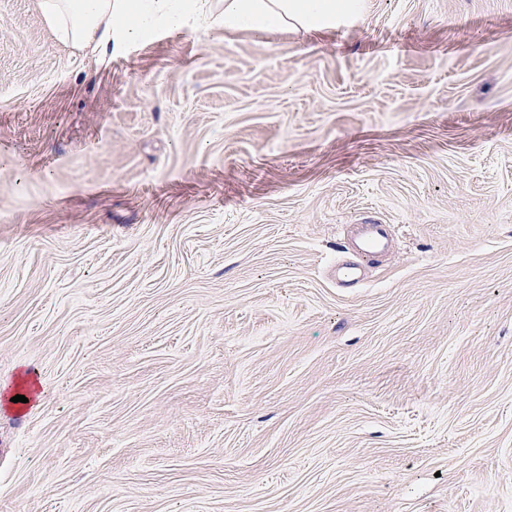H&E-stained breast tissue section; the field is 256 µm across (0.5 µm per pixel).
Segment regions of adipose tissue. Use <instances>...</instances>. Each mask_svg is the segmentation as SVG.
<instances>
[{"instance_id":"ef3b65f1","label":"adipose tissue","mask_w":512,"mask_h":512,"mask_svg":"<svg viewBox=\"0 0 512 512\" xmlns=\"http://www.w3.org/2000/svg\"><path fill=\"white\" fill-rule=\"evenodd\" d=\"M188 2L189 10L179 11L174 0H39V10L59 42L102 61L161 29L208 25L230 31L243 25L258 33L287 26L324 30L365 16V0H224L220 16L213 14L210 0Z\"/></svg>"}]
</instances>
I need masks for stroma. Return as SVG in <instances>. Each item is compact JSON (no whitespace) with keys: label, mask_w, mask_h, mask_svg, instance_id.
I'll use <instances>...</instances> for the list:
<instances>
[{"label":"stroma","mask_w":512,"mask_h":512,"mask_svg":"<svg viewBox=\"0 0 512 512\" xmlns=\"http://www.w3.org/2000/svg\"><path fill=\"white\" fill-rule=\"evenodd\" d=\"M393 227L362 283L349 225ZM0 512H512V0L100 62L0 0Z\"/></svg>","instance_id":"stroma-1"}]
</instances>
